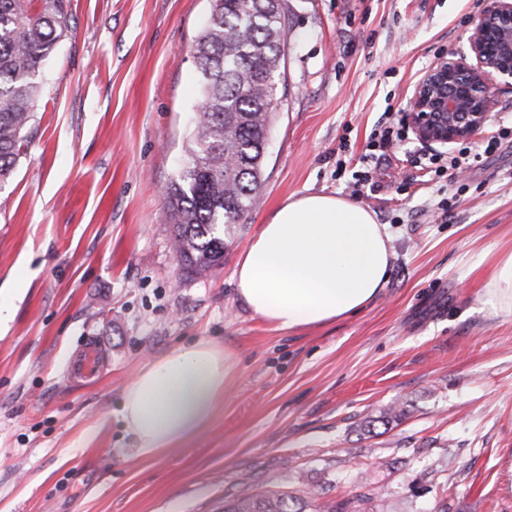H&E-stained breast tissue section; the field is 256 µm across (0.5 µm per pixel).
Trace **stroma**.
Wrapping results in <instances>:
<instances>
[{
	"label": "stroma",
	"mask_w": 512,
	"mask_h": 512,
	"mask_svg": "<svg viewBox=\"0 0 512 512\" xmlns=\"http://www.w3.org/2000/svg\"><path fill=\"white\" fill-rule=\"evenodd\" d=\"M485 0H284L285 77L264 182L224 261L183 271L160 188L185 159L198 86L193 45L210 0H71L43 69L32 136L0 185V512H221L242 482L368 512H512V315L482 303L512 249V86L468 142L470 172L417 167L388 147L361 197L390 234L375 300L318 328L275 330L234 287L274 211L308 194L351 198L383 113L401 118L442 53L468 52ZM446 202L450 219L422 216ZM92 380L68 368L88 339ZM207 339L234 360L212 424L143 459L120 416L144 363ZM396 410L389 424L383 411Z\"/></svg>",
	"instance_id": "1"
}]
</instances>
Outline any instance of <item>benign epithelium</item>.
Listing matches in <instances>:
<instances>
[{
    "mask_svg": "<svg viewBox=\"0 0 512 512\" xmlns=\"http://www.w3.org/2000/svg\"><path fill=\"white\" fill-rule=\"evenodd\" d=\"M468 43L471 56L440 57L414 86L405 122L425 144L472 140L492 119L494 82L512 83V0H486L471 19Z\"/></svg>",
    "mask_w": 512,
    "mask_h": 512,
    "instance_id": "7a95c632",
    "label": "benign epithelium"
}]
</instances>
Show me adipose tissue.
Masks as SVG:
<instances>
[{
    "label": "adipose tissue",
    "mask_w": 512,
    "mask_h": 512,
    "mask_svg": "<svg viewBox=\"0 0 512 512\" xmlns=\"http://www.w3.org/2000/svg\"><path fill=\"white\" fill-rule=\"evenodd\" d=\"M390 235L373 212L345 198L305 194L261 225L234 272L238 298L274 329L293 332L355 314L386 282ZM494 313L512 314V251L485 290ZM230 355L200 339L142 367L121 417L139 456L155 457L204 432L232 381Z\"/></svg>",
    "instance_id": "obj_1"
}]
</instances>
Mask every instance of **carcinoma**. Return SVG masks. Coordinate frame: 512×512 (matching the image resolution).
I'll list each match as a JSON object with an SVG mask.
<instances>
[{
    "label": "carcinoma",
    "instance_id": "carcinoma-1",
    "mask_svg": "<svg viewBox=\"0 0 512 512\" xmlns=\"http://www.w3.org/2000/svg\"><path fill=\"white\" fill-rule=\"evenodd\" d=\"M69 0H0V184L13 173L34 121L44 62L66 34ZM288 17L282 0H211L194 46L199 96L186 162L162 187L183 270L220 265L231 229L263 182L266 132L277 109ZM347 501L265 495L250 484L222 512H362Z\"/></svg>",
    "mask_w": 512,
    "mask_h": 512
}]
</instances>
